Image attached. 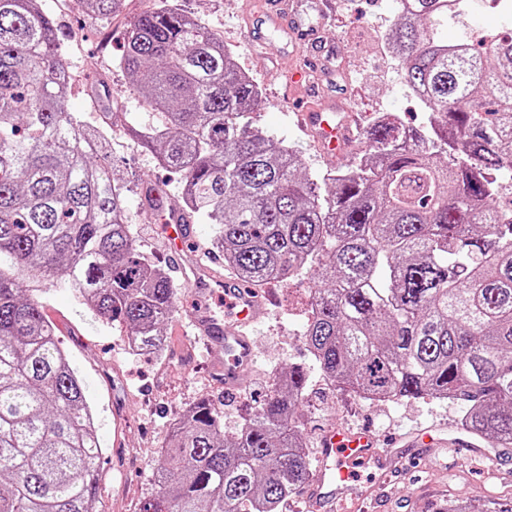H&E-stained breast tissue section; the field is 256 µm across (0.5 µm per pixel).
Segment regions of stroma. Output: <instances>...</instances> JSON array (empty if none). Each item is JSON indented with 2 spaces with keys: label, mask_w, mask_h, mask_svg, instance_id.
<instances>
[{
  "label": "stroma",
  "mask_w": 512,
  "mask_h": 512,
  "mask_svg": "<svg viewBox=\"0 0 512 512\" xmlns=\"http://www.w3.org/2000/svg\"><path fill=\"white\" fill-rule=\"evenodd\" d=\"M266 0H179L185 12L200 17L233 49L240 67L262 91L256 119L286 143L298 148L308 170L324 167L311 134L301 131L294 112L295 99L283 97L286 74L302 67L306 46L287 45L281 33L268 32L265 58L254 56L238 36L248 17ZM149 0H126L125 14L112 22L89 21L68 0H41V7L57 24L66 46V62L73 74L70 107L83 125L100 127L113 115L115 124L106 138L105 153L127 181V203L135 219L134 233L142 254L168 267L167 243L159 221L138 209L142 183L161 186L168 205L181 207L179 189L154 155L128 133L132 124L158 125L160 111L143 103L131 90L117 60L123 52L121 31L127 19L143 12ZM397 0H333L321 35L332 49L331 71L314 73L326 93L355 112L360 124L374 116L396 115L407 125L422 116L419 101L402 82L401 69L380 44L381 29L394 21ZM499 9L482 8L473 0L470 10L448 22V40L476 41L504 32ZM278 303L250 331L256 360L239 379L236 395H224V351L208 346L190 324L198 306L216 317L224 315L219 290L183 289L176 313L164 334L168 349L160 355L133 354L127 329L120 322L91 319L70 289L57 287L43 296L45 312L54 324L71 364L87 387L88 401L98 422L103 449L98 490L99 512H140L156 495L155 460L168 441L174 417L197 399L207 396L222 404L224 432L233 435L246 411L258 406L273 389L275 374L290 364H309L301 338L308 311V283H272ZM306 443L317 450L328 428H372L378 450L391 440L430 427L451 437L461 435L459 411L445 401L410 399L369 404L330 384L319 370H311L300 411ZM471 501L479 512L512 501V455L500 465L471 452L449 450L435 455L403 451V472L381 495L382 512H444L459 500Z\"/></svg>",
  "instance_id": "35a3bbf8"
}]
</instances>
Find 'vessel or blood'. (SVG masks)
<instances>
[{"instance_id": "b4317fda", "label": "vessel or blood", "mask_w": 512, "mask_h": 512, "mask_svg": "<svg viewBox=\"0 0 512 512\" xmlns=\"http://www.w3.org/2000/svg\"><path fill=\"white\" fill-rule=\"evenodd\" d=\"M311 8L317 17L313 23L305 19L300 0H278L277 4L258 13L252 24L242 29L241 36L252 44H262L261 29L267 26L289 34L293 41L317 46L318 23L329 17L331 4L329 0H313ZM307 63V70L289 73L287 85L291 88L306 86L308 97L314 98L313 106L299 108L298 122L302 129L314 134L322 153L333 158L351 145L355 116L337 103L335 96L319 93L317 84H305L307 72L323 69L325 59L312 54L308 56ZM148 198L172 244L170 254L176 271L192 274L194 287L208 288V270L194 265L186 251L193 235L187 217L177 211L165 210L163 198L158 193H149ZM219 285L224 290L223 318L201 311L195 315L194 323L211 345L224 350V392L229 395L238 386L240 368L251 364L255 356L248 331L266 313L274 296L233 277L220 280ZM373 440V434L365 430L347 432L336 429L325 433L319 448L318 468L310 476L305 490L309 503L320 508L321 512H358L359 504L368 492L364 487L348 485V472L341 465L342 459H373L385 479L396 473L397 454L377 453Z\"/></svg>"}]
</instances>
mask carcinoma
Masks as SVG:
<instances>
[{"label": "carcinoma", "instance_id": "obj_1", "mask_svg": "<svg viewBox=\"0 0 512 512\" xmlns=\"http://www.w3.org/2000/svg\"><path fill=\"white\" fill-rule=\"evenodd\" d=\"M92 19L125 0H77ZM471 0H403L384 35L427 122L374 120L365 148L308 173L255 118L261 92L232 50L172 0L123 32L119 66L165 122L132 130L215 225L213 245L254 288L308 280L301 333L323 375L361 399L429 398L472 435L512 445V31L450 44ZM64 43L36 0H0V512H97V438L85 388L28 280L72 288L162 353L180 289L138 249L124 178L68 104ZM310 368L224 435L202 397L157 456L142 512H279L314 467L298 417Z\"/></svg>", "mask_w": 512, "mask_h": 512}]
</instances>
